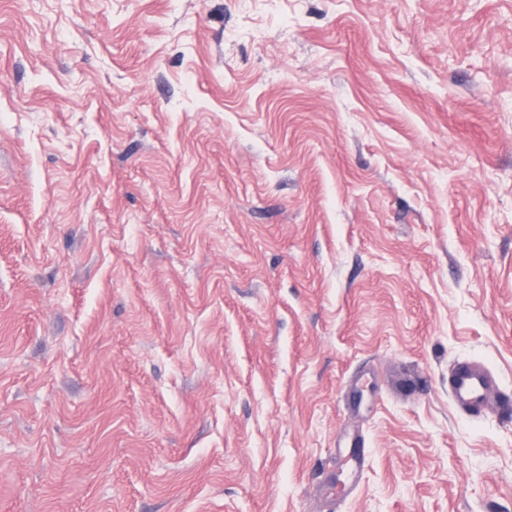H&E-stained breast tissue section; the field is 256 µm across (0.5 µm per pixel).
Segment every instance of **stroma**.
Listing matches in <instances>:
<instances>
[{
  "label": "stroma",
  "mask_w": 512,
  "mask_h": 512,
  "mask_svg": "<svg viewBox=\"0 0 512 512\" xmlns=\"http://www.w3.org/2000/svg\"><path fill=\"white\" fill-rule=\"evenodd\" d=\"M0 512H512V0H0ZM449 390L455 407L480 412L492 402L493 380L483 364L464 362L454 369Z\"/></svg>",
  "instance_id": "stroma-1"
}]
</instances>
